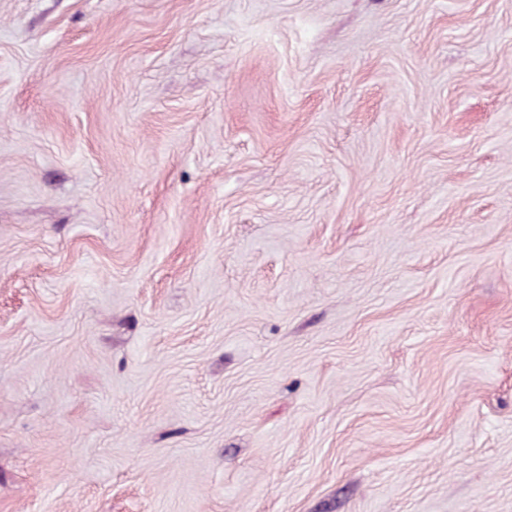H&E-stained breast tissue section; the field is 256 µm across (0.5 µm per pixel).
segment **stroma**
<instances>
[{"mask_svg":"<svg viewBox=\"0 0 512 512\" xmlns=\"http://www.w3.org/2000/svg\"><path fill=\"white\" fill-rule=\"evenodd\" d=\"M0 512H512V0H0Z\"/></svg>","mask_w":512,"mask_h":512,"instance_id":"obj_1","label":"stroma"}]
</instances>
